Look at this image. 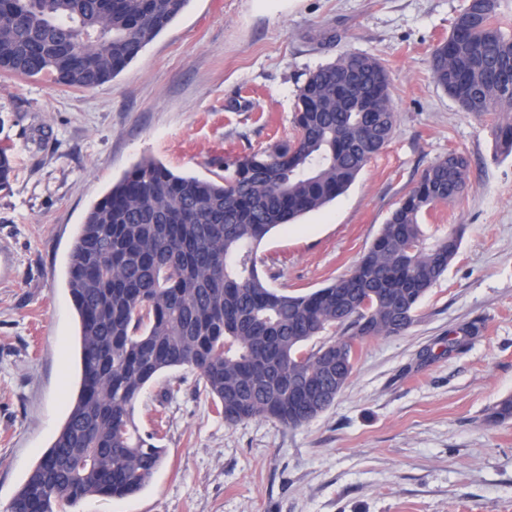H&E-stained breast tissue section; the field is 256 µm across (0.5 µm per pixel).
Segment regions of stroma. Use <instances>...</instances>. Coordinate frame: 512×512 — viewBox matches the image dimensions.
<instances>
[{"instance_id": "35a3bbf8", "label": "stroma", "mask_w": 512, "mask_h": 512, "mask_svg": "<svg viewBox=\"0 0 512 512\" xmlns=\"http://www.w3.org/2000/svg\"><path fill=\"white\" fill-rule=\"evenodd\" d=\"M466 3L189 0L94 89L0 74V148L14 159L0 192V512L78 391L66 273L87 211L143 158L213 179L291 139L300 86L346 51L385 66L396 132L344 194L265 238L270 287L307 293L347 274L451 151L469 161L468 187L424 222L459 229L456 259L408 331L358 345L347 387L303 426L225 423L196 374L159 375L135 417L162 420L161 467L139 494L77 512H512V420L489 419L512 395V156L495 153L497 113L463 112L430 70Z\"/></svg>"}]
</instances>
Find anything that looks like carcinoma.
Wrapping results in <instances>:
<instances>
[{"instance_id":"obj_1","label":"carcinoma","mask_w":512,"mask_h":512,"mask_svg":"<svg viewBox=\"0 0 512 512\" xmlns=\"http://www.w3.org/2000/svg\"><path fill=\"white\" fill-rule=\"evenodd\" d=\"M189 0H0V73L88 90L116 77ZM501 0H468L431 55L436 84L466 112L512 110V34ZM296 135L224 166L217 180L144 158L87 212L68 262L79 317L78 394L52 446L9 512H61L98 495L141 491L161 464L158 432L135 405L162 372L197 373L228 424L316 418L342 392L356 345L407 331L456 258L453 231L425 243L421 219L465 191L468 159L427 168L353 270L324 288L285 294L259 271L257 248L342 194L395 132L387 75L375 57L344 52L299 88ZM493 135L512 154V121ZM13 159L0 148V191ZM330 330L341 336L306 343ZM490 418L512 420V396Z\"/></svg>"}]
</instances>
